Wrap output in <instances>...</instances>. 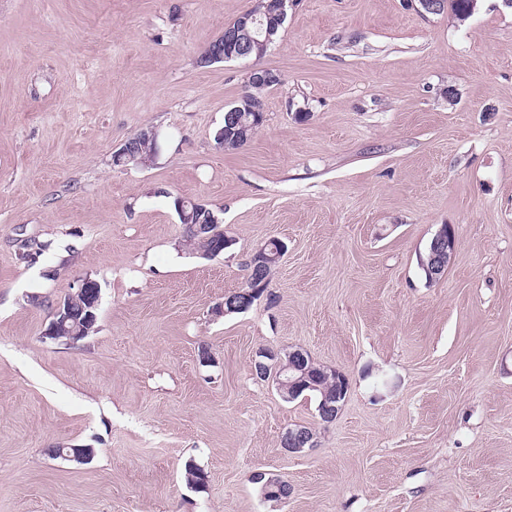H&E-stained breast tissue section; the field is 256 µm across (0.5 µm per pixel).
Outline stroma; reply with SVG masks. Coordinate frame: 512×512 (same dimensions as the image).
<instances>
[{
  "instance_id": "obj_1",
  "label": "stroma",
  "mask_w": 512,
  "mask_h": 512,
  "mask_svg": "<svg viewBox=\"0 0 512 512\" xmlns=\"http://www.w3.org/2000/svg\"><path fill=\"white\" fill-rule=\"evenodd\" d=\"M255 4L0 0V512H512V9L297 0L262 57L202 63ZM258 66L265 122L224 149ZM150 129L153 162L113 167ZM178 197L231 246H184ZM272 238L265 294L220 315ZM85 277L96 333L45 337ZM297 347L348 379L333 422L254 374ZM456 245V236L454 229L444 225L441 227L439 232L436 234V236L433 239L432 243V252L430 255V246L427 252V255L422 259V270L425 274L426 279H429L427 277V272L424 268V265L427 264L428 258H429V266L428 271L432 275V277L438 278L442 277L447 268H448V262L450 261L451 255L453 254L455 250ZM448 253V262L446 260V254ZM430 280V279H429ZM282 439L289 452H301L305 448H312L316 445L315 432L305 426L288 429L283 435Z\"/></svg>"
}]
</instances>
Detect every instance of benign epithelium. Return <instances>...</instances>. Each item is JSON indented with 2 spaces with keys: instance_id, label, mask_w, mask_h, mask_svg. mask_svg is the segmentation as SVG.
Instances as JSON below:
<instances>
[{
  "instance_id": "7a95c632",
  "label": "benign epithelium",
  "mask_w": 512,
  "mask_h": 512,
  "mask_svg": "<svg viewBox=\"0 0 512 512\" xmlns=\"http://www.w3.org/2000/svg\"><path fill=\"white\" fill-rule=\"evenodd\" d=\"M294 2L295 0H270L264 4L262 15L273 14L276 18L274 27L263 28V20L255 13L243 15L237 22L224 28L222 38L209 48L206 57L212 61L251 57L255 45H268L273 41L276 27L285 22L288 9ZM279 80V75L267 68H253L249 74V82L252 84H276ZM156 146V134L144 131L138 142H126L114 153L112 165H144L147 158L154 156ZM455 245L454 229L446 225L441 227L433 239L429 258L428 271L432 277L438 278L445 274L448 268L446 255L453 254ZM100 299L101 288L97 281L90 278L79 280L76 289L68 293L67 298L57 302L47 336L69 343L85 339V335L97 322ZM254 365L256 375L263 380L272 381L280 396L286 401L293 400L300 390L312 387V378L306 367V354L300 349L291 351L286 358L269 349H263L256 354ZM340 409L341 406L336 404L335 398L323 399L318 406L321 421L331 422ZM282 439L286 449L293 453L316 445L315 432L305 426L288 429L282 435Z\"/></svg>"
}]
</instances>
